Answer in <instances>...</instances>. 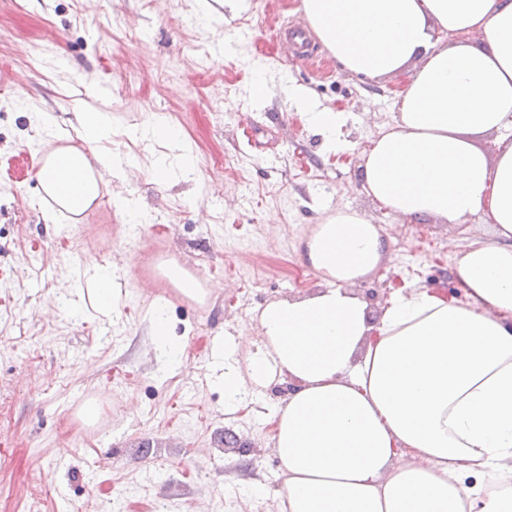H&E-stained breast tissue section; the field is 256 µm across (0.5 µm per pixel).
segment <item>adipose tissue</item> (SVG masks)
Here are the masks:
<instances>
[{
  "mask_svg": "<svg viewBox=\"0 0 512 512\" xmlns=\"http://www.w3.org/2000/svg\"><path fill=\"white\" fill-rule=\"evenodd\" d=\"M300 10L345 71L408 77L392 123L362 156L366 193L408 222L486 216L490 236L455 255L461 299L403 288L375 314L353 288L381 264L388 238L367 215L337 208L298 243L325 288L267 303L210 382L228 411L292 382L271 409L280 512H512V0H300ZM282 93L326 151L344 150V113L296 84ZM75 120L83 148L56 150L38 172L56 202L45 221L89 207L105 176L147 168L165 185L193 167L165 117L130 133L177 152L175 169L102 150L106 113ZM490 134L492 155L480 144ZM84 277L80 301L117 314L116 270L95 265ZM168 306L155 296L145 318L154 349L179 364Z\"/></svg>",
  "mask_w": 512,
  "mask_h": 512,
  "instance_id": "adipose-tissue-1",
  "label": "adipose tissue"
}]
</instances>
